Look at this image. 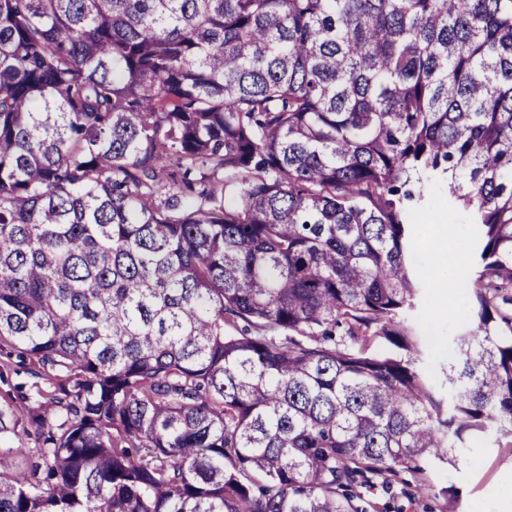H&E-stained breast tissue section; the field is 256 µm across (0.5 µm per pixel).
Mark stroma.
I'll return each instance as SVG.
<instances>
[{
    "label": "stroma",
    "mask_w": 512,
    "mask_h": 512,
    "mask_svg": "<svg viewBox=\"0 0 512 512\" xmlns=\"http://www.w3.org/2000/svg\"><path fill=\"white\" fill-rule=\"evenodd\" d=\"M443 231V226L435 224L416 238V271L422 290L409 314L429 349L421 367L437 382L451 360L452 336L466 327L464 291L452 289L445 299L433 287L431 243ZM20 388L34 400L51 390L47 381L32 377L17 358L0 354V407L10 403ZM456 455L458 462L453 466L427 455L419 460L417 471L379 475L372 485L356 489L354 504L359 512H507L512 506V448L497 446L489 434L457 449ZM445 487L455 491V502L442 496Z\"/></svg>",
    "instance_id": "obj_1"
}]
</instances>
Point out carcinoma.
Here are the masks:
<instances>
[{
  "mask_svg": "<svg viewBox=\"0 0 512 512\" xmlns=\"http://www.w3.org/2000/svg\"><path fill=\"white\" fill-rule=\"evenodd\" d=\"M435 183L479 226L445 390ZM5 336L53 391L0 512H358L512 447V0H0ZM433 207L436 208L431 212L448 214L452 218L455 232L451 240L448 233L437 239L446 230V226L429 225L423 236L420 232V226L416 227V271L423 288L413 311L409 314V318L415 330L425 339L429 349V354L420 367L432 380L440 382L443 376V368L451 360V337L459 334L466 327L462 314L466 307V295L465 291L460 288H448L451 278L447 282L445 276H439L436 279V288L441 292L443 288L447 289H445L442 299L437 296L433 288L435 269L431 243L437 239L433 249L434 259L437 266L444 267L447 272L442 263L447 262L448 245L459 242L461 244L465 243L468 248L475 240V229L472 225L466 224L465 215L462 211L456 206L448 204L446 188L442 185L436 184L432 188V205L430 208ZM449 295L454 296L455 299L453 301L448 300Z\"/></svg>",
  "mask_w": 512,
  "mask_h": 512,
  "instance_id": "1",
  "label": "carcinoma"
}]
</instances>
